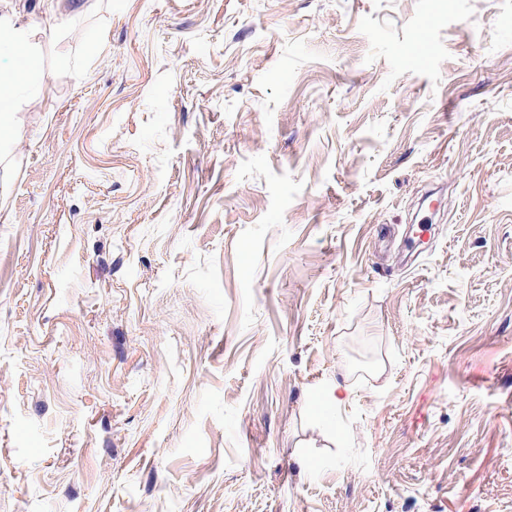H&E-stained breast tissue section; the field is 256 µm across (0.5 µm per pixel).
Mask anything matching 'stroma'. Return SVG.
<instances>
[{"mask_svg":"<svg viewBox=\"0 0 512 512\" xmlns=\"http://www.w3.org/2000/svg\"><path fill=\"white\" fill-rule=\"evenodd\" d=\"M41 2L0 512H512V0Z\"/></svg>","mask_w":512,"mask_h":512,"instance_id":"stroma-1","label":"stroma"}]
</instances>
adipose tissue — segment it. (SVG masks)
Masks as SVG:
<instances>
[{
  "label": "adipose tissue",
  "instance_id": "adipose-tissue-1",
  "mask_svg": "<svg viewBox=\"0 0 512 512\" xmlns=\"http://www.w3.org/2000/svg\"><path fill=\"white\" fill-rule=\"evenodd\" d=\"M14 54L16 66L0 68V146L14 135L12 114L18 93L35 85L39 46L31 25L15 14L0 15V52Z\"/></svg>",
  "mask_w": 512,
  "mask_h": 512
}]
</instances>
